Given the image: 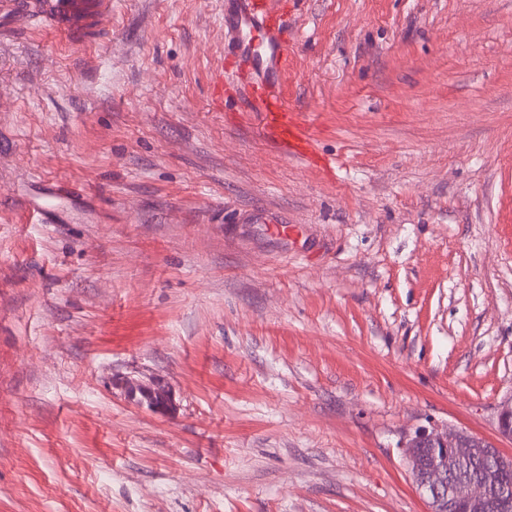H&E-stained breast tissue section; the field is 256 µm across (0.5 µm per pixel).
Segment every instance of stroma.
<instances>
[{"label": "stroma", "instance_id": "obj_1", "mask_svg": "<svg viewBox=\"0 0 512 512\" xmlns=\"http://www.w3.org/2000/svg\"><path fill=\"white\" fill-rule=\"evenodd\" d=\"M282 2L328 170L216 96L221 0L0 33V512H429L417 429L512 458V0ZM118 386L124 398L157 413H168L173 407L169 388L158 379L142 381L132 376L119 378Z\"/></svg>", "mask_w": 512, "mask_h": 512}]
</instances>
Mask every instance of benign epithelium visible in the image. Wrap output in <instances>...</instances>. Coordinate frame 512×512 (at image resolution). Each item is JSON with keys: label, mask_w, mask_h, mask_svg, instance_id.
Wrapping results in <instances>:
<instances>
[{"label": "benign epithelium", "mask_w": 512, "mask_h": 512, "mask_svg": "<svg viewBox=\"0 0 512 512\" xmlns=\"http://www.w3.org/2000/svg\"><path fill=\"white\" fill-rule=\"evenodd\" d=\"M118 386L128 401L157 413L172 409V397L164 382H149L132 376L119 378ZM498 433L512 439V402L503 406L498 418ZM492 443L465 431L420 429L404 444L417 489L431 512H506L512 507V486L500 481L502 469H512V458L501 453L492 457L493 467L484 480L460 476L449 479L460 463L469 460L478 448Z\"/></svg>", "instance_id": "obj_1"}]
</instances>
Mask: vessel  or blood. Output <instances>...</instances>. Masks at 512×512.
<instances>
[{
  "label": "vessel or blood",
  "mask_w": 512,
  "mask_h": 512,
  "mask_svg": "<svg viewBox=\"0 0 512 512\" xmlns=\"http://www.w3.org/2000/svg\"><path fill=\"white\" fill-rule=\"evenodd\" d=\"M6 22L37 25L61 45L101 42L112 35V0H0ZM224 54L237 63L261 134L286 157L316 161L311 124L288 102L281 0H224Z\"/></svg>",
  "instance_id": "obj_1"
}]
</instances>
